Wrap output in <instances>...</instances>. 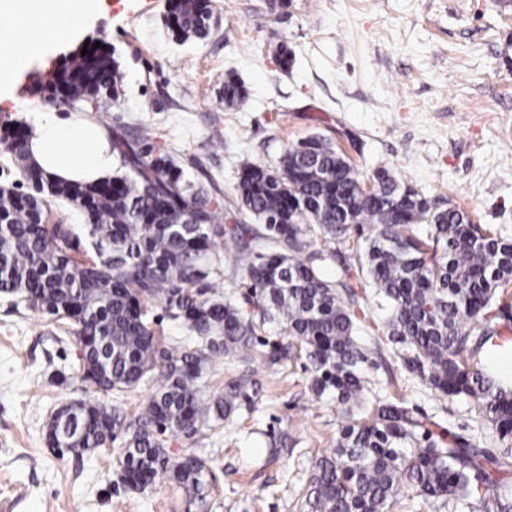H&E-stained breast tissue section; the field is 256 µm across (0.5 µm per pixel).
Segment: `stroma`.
Segmentation results:
<instances>
[{
  "label": "stroma",
  "instance_id": "stroma-1",
  "mask_svg": "<svg viewBox=\"0 0 512 512\" xmlns=\"http://www.w3.org/2000/svg\"><path fill=\"white\" fill-rule=\"evenodd\" d=\"M212 2L210 35L179 43L166 0H103L20 74L0 100V133L43 112L70 116L37 83L51 60L100 41L120 63L123 92L98 126L144 127L171 144L186 181L220 188L240 223L253 221L238 209L243 166L276 167L288 146L318 135L364 180L387 169L512 237V0ZM231 77L247 96L228 110ZM78 353L73 328L0 293V512H185L169 478L124 487L113 448L60 459L46 447L52 409L89 397L80 383L50 380ZM263 354L227 357L204 378L207 400L252 377L223 429L167 436L173 452L205 459L208 512H307L313 466L336 445L343 414L312 392L303 353L290 348L274 365ZM366 379L379 398L404 399L453 431L473 424L466 402L435 400L387 353Z\"/></svg>",
  "mask_w": 512,
  "mask_h": 512
}]
</instances>
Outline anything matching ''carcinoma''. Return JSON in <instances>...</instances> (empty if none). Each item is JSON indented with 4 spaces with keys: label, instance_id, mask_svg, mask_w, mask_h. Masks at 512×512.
<instances>
[{
    "label": "carcinoma",
    "instance_id": "cac0c4a2",
    "mask_svg": "<svg viewBox=\"0 0 512 512\" xmlns=\"http://www.w3.org/2000/svg\"><path fill=\"white\" fill-rule=\"evenodd\" d=\"M212 12V0H167L184 41L210 35ZM42 89L72 110L108 112L121 96L119 65L89 46L56 64ZM245 96L237 80L224 81L226 107ZM29 137L21 129L7 136L31 190L0 185V292L76 326L74 374L87 390L117 397L156 383L133 421L99 400L61 403L46 426L48 447L82 456L121 435L124 486L143 491L167 476L205 512V460L171 455L163 436L222 425L248 378L204 401L206 368L258 344L278 362L285 347L260 338L275 329L298 340L313 393L345 411L336 448L314 466L309 512H393L406 491L427 504L445 501L451 512L476 502L483 512H512V489L493 478L512 468V389L475 362L499 338L494 306L512 286L511 238L456 205L437 207L385 168L365 190L354 165L319 136L289 146L274 169L244 166L237 201L259 228L230 223L224 196L184 181L169 148L142 129L112 134L118 166L89 185L46 178L26 155ZM53 202L78 208L85 238L47 223ZM353 235L357 275L345 266L339 283L324 280L314 262L338 255ZM230 256L246 265L241 304L210 291ZM368 285L388 312L374 329L383 333L376 350L403 361L436 399L474 404L478 436L496 440L499 453L402 400H371L363 379L370 351L359 339L368 296L358 289ZM151 305L188 335L156 336Z\"/></svg>",
    "mask_w": 512,
    "mask_h": 512
}]
</instances>
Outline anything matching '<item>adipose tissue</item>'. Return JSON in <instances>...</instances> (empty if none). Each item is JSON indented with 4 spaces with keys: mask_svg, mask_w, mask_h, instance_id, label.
Returning a JSON list of instances; mask_svg holds the SVG:
<instances>
[{
    "mask_svg": "<svg viewBox=\"0 0 512 512\" xmlns=\"http://www.w3.org/2000/svg\"><path fill=\"white\" fill-rule=\"evenodd\" d=\"M100 0H0V99L9 97L27 58L40 51L45 28L71 32L93 16ZM31 162L45 174L73 183H95L117 165L105 132L78 118L35 119L28 144Z\"/></svg>",
    "mask_w": 512,
    "mask_h": 512,
    "instance_id": "obj_1",
    "label": "adipose tissue"
}]
</instances>
